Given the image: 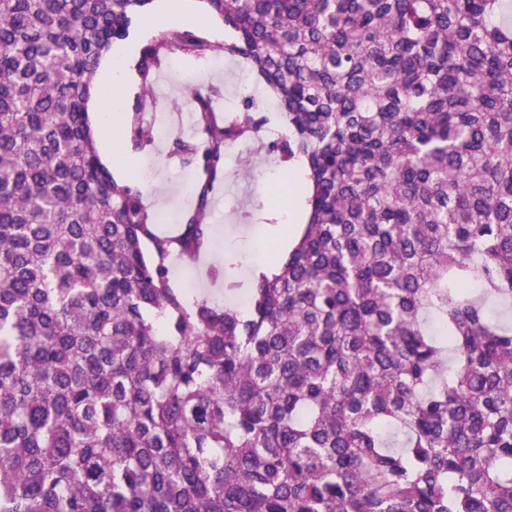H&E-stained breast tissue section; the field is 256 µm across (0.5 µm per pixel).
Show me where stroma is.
Wrapping results in <instances>:
<instances>
[{
	"label": "stroma",
	"mask_w": 512,
	"mask_h": 512,
	"mask_svg": "<svg viewBox=\"0 0 512 512\" xmlns=\"http://www.w3.org/2000/svg\"><path fill=\"white\" fill-rule=\"evenodd\" d=\"M190 77L196 84L219 87L234 110L243 108L244 97H251L258 104L269 95L264 82L239 58L220 55L211 63L183 59L178 65L164 67L155 87L164 93L157 103V117L165 132L146 148L125 147L122 158L128 167V182L152 190L151 212L158 220L159 233L167 236L180 233L195 203V195L185 181L200 174L195 161L176 146L177 138H197L186 85ZM246 157L251 160L247 167L241 164ZM279 168L278 156L269 153L266 144L237 141L228 146L224 176L210 205V225L216 238L223 240L224 250L218 256L203 253L194 261L171 268L170 279L175 287H183L189 281L195 284L199 296L223 299V280L213 279L210 274L211 268L218 265L239 274L240 288L230 299L236 306H243L252 286L247 274L257 265L250 256L253 242L260 239L279 254L288 252L286 243L292 227L271 218L272 212L286 208L276 191Z\"/></svg>",
	"instance_id": "stroma-1"
}]
</instances>
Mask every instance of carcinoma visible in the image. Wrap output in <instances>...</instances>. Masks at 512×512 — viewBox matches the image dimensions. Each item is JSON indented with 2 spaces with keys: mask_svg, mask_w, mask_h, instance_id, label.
Wrapping results in <instances>:
<instances>
[{
  "mask_svg": "<svg viewBox=\"0 0 512 512\" xmlns=\"http://www.w3.org/2000/svg\"><path fill=\"white\" fill-rule=\"evenodd\" d=\"M136 65L242 57L303 163L305 230L242 311L170 280L218 248L227 144L177 236L101 163L87 104L151 0H0V512H512V0H206Z\"/></svg>",
  "mask_w": 512,
  "mask_h": 512,
  "instance_id": "obj_1",
  "label": "carcinoma"
}]
</instances>
